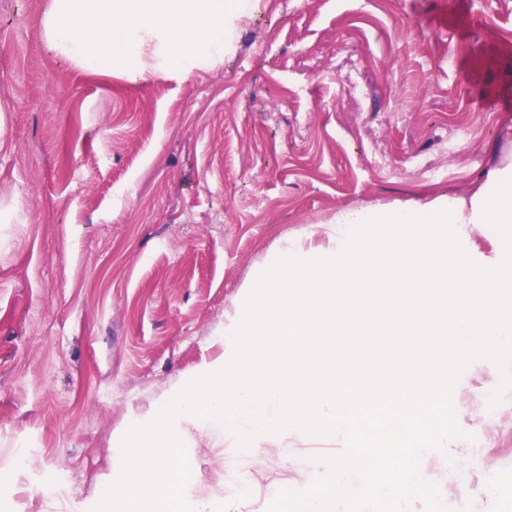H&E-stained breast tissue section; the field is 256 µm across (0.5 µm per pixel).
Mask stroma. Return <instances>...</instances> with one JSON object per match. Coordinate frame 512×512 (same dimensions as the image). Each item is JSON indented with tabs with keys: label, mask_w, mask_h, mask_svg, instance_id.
I'll return each instance as SVG.
<instances>
[{
	"label": "stroma",
	"mask_w": 512,
	"mask_h": 512,
	"mask_svg": "<svg viewBox=\"0 0 512 512\" xmlns=\"http://www.w3.org/2000/svg\"><path fill=\"white\" fill-rule=\"evenodd\" d=\"M50 0H0V512H91L112 435L221 353L224 316L285 241L346 207L466 195L512 153V0H258L189 77L79 72ZM472 358L441 503L505 512L512 386ZM500 389L488 410V388ZM486 457L471 488L443 469ZM343 437L263 459L187 449L193 493L266 512Z\"/></svg>",
	"instance_id": "obj_1"
}]
</instances>
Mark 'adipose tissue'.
Listing matches in <instances>:
<instances>
[{
	"label": "adipose tissue",
	"instance_id": "1",
	"mask_svg": "<svg viewBox=\"0 0 512 512\" xmlns=\"http://www.w3.org/2000/svg\"><path fill=\"white\" fill-rule=\"evenodd\" d=\"M255 0H51L52 51L88 74L188 77L224 55L230 19Z\"/></svg>",
	"mask_w": 512,
	"mask_h": 512
}]
</instances>
